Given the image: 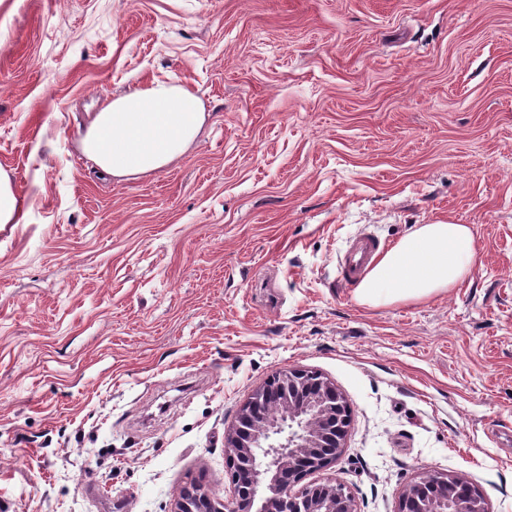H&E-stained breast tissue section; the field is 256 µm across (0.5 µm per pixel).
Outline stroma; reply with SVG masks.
Listing matches in <instances>:
<instances>
[{
  "label": "stroma",
  "instance_id": "stroma-1",
  "mask_svg": "<svg viewBox=\"0 0 512 512\" xmlns=\"http://www.w3.org/2000/svg\"><path fill=\"white\" fill-rule=\"evenodd\" d=\"M176 78L211 118L161 172L77 138ZM0 512H169L232 490L224 432L301 367L351 407L306 476L397 512L423 471L512 512V0H0ZM473 229L449 294L358 306L350 239ZM26 212L16 196L7 172L0 168V224H21Z\"/></svg>",
  "mask_w": 512,
  "mask_h": 512
}]
</instances>
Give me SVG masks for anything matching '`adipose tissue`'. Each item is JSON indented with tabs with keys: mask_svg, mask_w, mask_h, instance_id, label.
<instances>
[{
	"mask_svg": "<svg viewBox=\"0 0 512 512\" xmlns=\"http://www.w3.org/2000/svg\"><path fill=\"white\" fill-rule=\"evenodd\" d=\"M208 117L189 86L155 79L108 99L85 123L79 149L96 170L113 179L154 174L190 149ZM476 257L469 225H415L378 258L353 299L369 308L429 301L462 285Z\"/></svg>",
	"mask_w": 512,
	"mask_h": 512,
	"instance_id": "ef3b65f1",
	"label": "adipose tissue"
}]
</instances>
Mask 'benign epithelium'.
<instances>
[{
    "label": "benign epithelium",
    "mask_w": 512,
    "mask_h": 512,
    "mask_svg": "<svg viewBox=\"0 0 512 512\" xmlns=\"http://www.w3.org/2000/svg\"><path fill=\"white\" fill-rule=\"evenodd\" d=\"M351 420L345 396L320 373L290 368L256 389L224 435L232 492L219 497L191 478L170 512H356L334 481L299 486L343 448ZM397 512H489L464 479L426 473L400 497Z\"/></svg>",
    "instance_id": "7a95c632"
}]
</instances>
